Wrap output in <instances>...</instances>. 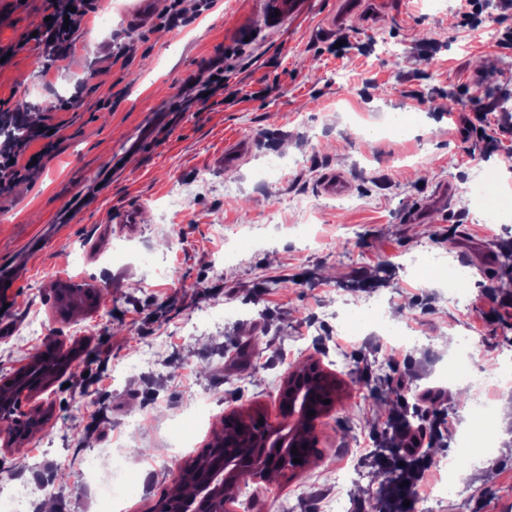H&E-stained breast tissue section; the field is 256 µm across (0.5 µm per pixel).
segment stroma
<instances>
[{"label":"stroma","mask_w":512,"mask_h":512,"mask_svg":"<svg viewBox=\"0 0 512 512\" xmlns=\"http://www.w3.org/2000/svg\"><path fill=\"white\" fill-rule=\"evenodd\" d=\"M133 4L99 0L56 58L27 39L43 0H0V44L16 48L0 67V112L25 100L63 125L42 166L0 196V264L15 281L0 383L51 339L81 361L22 395V410L47 420L0 449V492L42 484L28 512L45 499L55 512H98L87 467L116 441L131 451L122 466L150 476L123 493L125 512H150L225 416L281 424L279 385L313 357L341 383L315 423L314 455L246 480L249 506L230 512H314L313 491H336L344 445L347 498L374 503V456L399 441L398 417L425 433L432 463L459 464L461 488L422 494L413 512H512V438L459 455L475 392L439 379L450 339L469 341L486 372L512 363V276L499 271L512 250V7L485 0L492 42L459 0H305L278 26L260 0H217L178 29L131 28ZM219 61L223 90L199 99ZM396 114L406 134H379ZM233 146L246 155L228 171L220 158ZM271 160L281 167L267 184ZM479 162L495 177V224L464 192ZM332 171L348 177L355 206L321 191ZM177 184L188 200L171 209ZM132 206L130 228L117 218ZM58 282L90 284L101 300L62 319ZM373 301L414 323L407 348L377 324L346 328ZM202 391L210 420L173 454L174 426ZM433 397L448 432L432 429Z\"/></svg>","instance_id":"35a3bbf8"}]
</instances>
